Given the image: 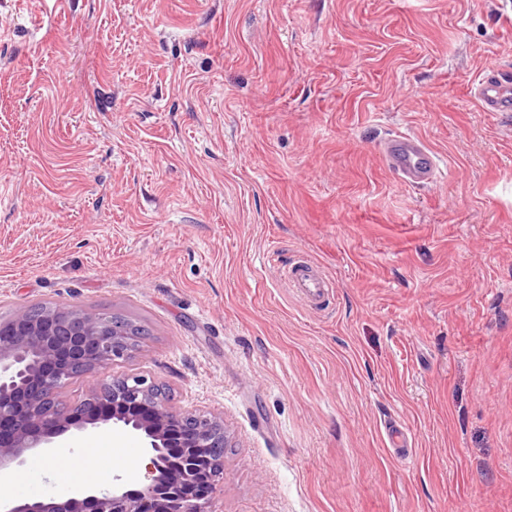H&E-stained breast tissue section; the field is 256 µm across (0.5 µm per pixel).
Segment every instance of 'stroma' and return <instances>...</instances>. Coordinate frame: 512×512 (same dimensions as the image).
<instances>
[{
	"instance_id": "1",
	"label": "stroma",
	"mask_w": 512,
	"mask_h": 512,
	"mask_svg": "<svg viewBox=\"0 0 512 512\" xmlns=\"http://www.w3.org/2000/svg\"><path fill=\"white\" fill-rule=\"evenodd\" d=\"M489 60L512 71V0H0V323L46 302L145 328L107 374L223 416L213 512H512ZM396 131L446 180L397 182ZM303 259L322 308L281 276ZM109 442L101 487L140 488L139 437L64 445Z\"/></svg>"
}]
</instances>
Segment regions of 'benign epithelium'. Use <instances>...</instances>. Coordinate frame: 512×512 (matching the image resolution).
I'll return each instance as SVG.
<instances>
[{
	"instance_id": "benign-epithelium-1",
	"label": "benign epithelium",
	"mask_w": 512,
	"mask_h": 512,
	"mask_svg": "<svg viewBox=\"0 0 512 512\" xmlns=\"http://www.w3.org/2000/svg\"><path fill=\"white\" fill-rule=\"evenodd\" d=\"M135 334L121 317L46 303L0 323V472L23 466L31 452L51 460L68 432L101 425L140 436L149 455L138 490L114 484L63 501L0 504V512H212L223 418L179 411L162 385L137 373L103 379L75 404L60 398L71 380L127 359Z\"/></svg>"
}]
</instances>
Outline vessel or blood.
Wrapping results in <instances>:
<instances>
[{"label":"vessel or blood","instance_id":"1","mask_svg":"<svg viewBox=\"0 0 512 512\" xmlns=\"http://www.w3.org/2000/svg\"><path fill=\"white\" fill-rule=\"evenodd\" d=\"M474 97L483 111L512 112V74L501 70L496 63L485 64L474 86ZM379 153L387 169L407 186H426L447 175L429 144L410 132L383 139ZM283 276L289 288L310 305L325 303L332 288L319 268L309 262L286 267Z\"/></svg>","mask_w":512,"mask_h":512}]
</instances>
